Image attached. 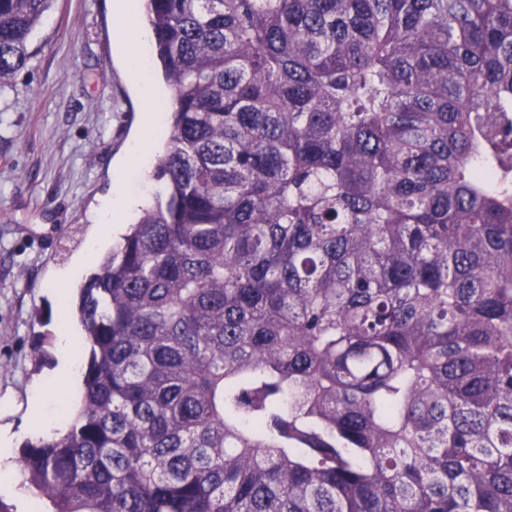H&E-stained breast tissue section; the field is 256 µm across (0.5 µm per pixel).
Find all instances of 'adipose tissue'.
Here are the masks:
<instances>
[{
    "instance_id": "1",
    "label": "adipose tissue",
    "mask_w": 512,
    "mask_h": 512,
    "mask_svg": "<svg viewBox=\"0 0 512 512\" xmlns=\"http://www.w3.org/2000/svg\"><path fill=\"white\" fill-rule=\"evenodd\" d=\"M136 0H118L119 40L131 41L134 48L124 57V64L133 77L138 95L144 106L142 128L129 142L124 159L118 164L117 176H124L128 169L147 172L153 140L165 127V114L157 106L158 90L148 78L150 56L147 44L138 32L136 19ZM144 198L127 192L122 184H115L112 197L102 201L95 221L107 225L110 233L120 232L143 203ZM61 358L54 381L49 385H38L32 395L33 412L28 426L33 430H51L55 422L47 416L42 405L51 395L76 387L77 360L80 355V338L71 329H64L60 339Z\"/></svg>"
}]
</instances>
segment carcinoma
Returning a JSON list of instances; mask_svg holds the SVG:
<instances>
[{"label":"carcinoma","instance_id":"carcinoma-1","mask_svg":"<svg viewBox=\"0 0 512 512\" xmlns=\"http://www.w3.org/2000/svg\"><path fill=\"white\" fill-rule=\"evenodd\" d=\"M54 0H0V87ZM164 186L79 288L46 512H512V0H145Z\"/></svg>","mask_w":512,"mask_h":512}]
</instances>
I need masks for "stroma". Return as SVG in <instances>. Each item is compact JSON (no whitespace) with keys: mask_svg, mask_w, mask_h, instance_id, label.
Returning <instances> with one entry per match:
<instances>
[{"mask_svg":"<svg viewBox=\"0 0 512 512\" xmlns=\"http://www.w3.org/2000/svg\"><path fill=\"white\" fill-rule=\"evenodd\" d=\"M115 2L55 0L0 88V430L16 459L33 386L59 363L55 275L104 233L92 217L142 119Z\"/></svg>","mask_w":512,"mask_h":512,"instance_id":"35a3bbf8","label":"stroma"}]
</instances>
